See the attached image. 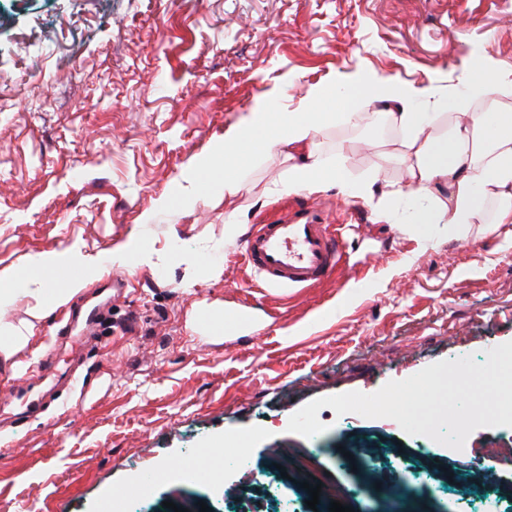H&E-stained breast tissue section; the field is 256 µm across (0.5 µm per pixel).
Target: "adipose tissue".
<instances>
[{"instance_id":"1","label":"adipose tissue","mask_w":512,"mask_h":512,"mask_svg":"<svg viewBox=\"0 0 512 512\" xmlns=\"http://www.w3.org/2000/svg\"><path fill=\"white\" fill-rule=\"evenodd\" d=\"M467 93L455 104L436 96L429 86L387 88L376 92L362 79L351 80L342 93L344 101L360 98L383 103L381 112H317L304 105L296 112H256L242 124L229 128L224 140L211 150L206 178L191 179L184 194L187 201L202 197L209 185L222 183L226 196L246 187L245 159L277 149L291 162L286 179L267 184L266 198L301 188L311 193L339 186L345 196L372 203L378 220L399 223L401 209L410 201L426 200L413 223L444 220L459 229L471 222L480 200L495 201L494 224H512V73L496 75L476 66L465 79ZM484 100L490 107L471 111L472 102ZM454 113H447V106ZM343 120L351 127L374 125L395 132L400 146L398 160L409 181L392 182L374 189L372 182L350 177L345 166V145H338L334 158L325 160L316 142L323 123ZM65 272L64 280L45 278V271ZM99 257L85 254L78 246L64 250L61 258L39 263L29 271L21 295L32 300L31 319L15 328L4 356L26 348L36 321L62 308L88 278L99 276Z\"/></svg>"}]
</instances>
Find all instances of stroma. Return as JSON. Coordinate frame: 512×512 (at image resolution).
<instances>
[{"label":"stroma","instance_id":"obj_1","mask_svg":"<svg viewBox=\"0 0 512 512\" xmlns=\"http://www.w3.org/2000/svg\"><path fill=\"white\" fill-rule=\"evenodd\" d=\"M474 62L512 72V0H0V270L25 275L76 243L129 281L117 299L106 279L89 282L29 348L0 356V391L16 393L0 398V512H102L109 491L124 512L188 500L310 512L292 484L271 483L275 448L316 456L328 483L351 489L342 503L353 512H512L490 495L512 487V466L475 494L437 478L512 448L510 427L476 429L459 451L329 407L322 434L288 430L312 400L371 394L441 360L480 363L512 341V224H492L494 203L462 233L428 225L423 242L416 225L379 222L338 187L305 193L350 227L342 268L311 288L255 287L241 238L224 234L230 211L253 225L294 200L261 194L286 175L284 153L254 166L248 192L182 203L212 147L260 107L295 110L352 76L449 92ZM316 140L325 153L347 141L353 176H402L391 131L326 123ZM141 246L153 265L140 263ZM89 302L105 315L84 348L72 327ZM243 307L258 326L236 337L200 321L204 309ZM369 441L402 447L394 468L427 498L359 490L340 458ZM235 446L252 473L225 467L215 484L186 457L204 448L222 465ZM153 471L162 479L140 497Z\"/></svg>","mask_w":512,"mask_h":512}]
</instances>
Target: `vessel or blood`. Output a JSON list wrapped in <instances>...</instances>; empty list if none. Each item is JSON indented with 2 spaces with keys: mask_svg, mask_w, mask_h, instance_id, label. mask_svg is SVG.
Returning <instances> with one entry per match:
<instances>
[{
  "mask_svg": "<svg viewBox=\"0 0 512 512\" xmlns=\"http://www.w3.org/2000/svg\"><path fill=\"white\" fill-rule=\"evenodd\" d=\"M340 226L325 223L320 212L303 207L287 216L266 219L245 237L241 255L265 288H310L335 274L344 257ZM201 320L217 336L254 327L249 312L222 317L202 313Z\"/></svg>",
  "mask_w": 512,
  "mask_h": 512,
  "instance_id": "b4317fda",
  "label": "vessel or blood"
}]
</instances>
